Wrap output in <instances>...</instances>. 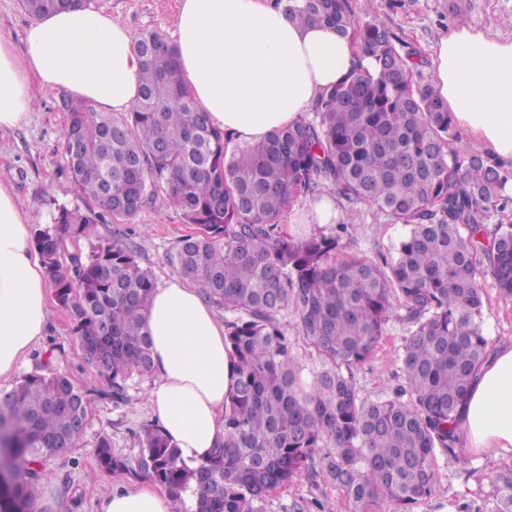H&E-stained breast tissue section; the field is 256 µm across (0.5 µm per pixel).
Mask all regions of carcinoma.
Returning a JSON list of instances; mask_svg holds the SVG:
<instances>
[{
  "instance_id": "carcinoma-1",
  "label": "carcinoma",
  "mask_w": 512,
  "mask_h": 512,
  "mask_svg": "<svg viewBox=\"0 0 512 512\" xmlns=\"http://www.w3.org/2000/svg\"><path fill=\"white\" fill-rule=\"evenodd\" d=\"M299 24L323 23L355 37L359 65L324 90L314 117L273 130L257 143L228 147L224 132L181 89L173 44L135 35L140 91L131 111L67 106L61 134L66 170L86 210L56 208L34 244L72 334L110 383L108 396L131 402L127 381L152 376L144 311L156 288L136 250L94 227L131 218L159 202L201 232L183 238L170 265L224 309V348L234 383L224 400V441L190 467L158 425L139 432L140 452L116 455L100 437L107 474L165 488L173 512H259L255 503L307 476L340 485L357 512L383 501L411 512L431 496L436 453L454 455L460 408L489 355L480 279L491 274L512 296V224L488 230L491 210L508 201L512 171L482 150L450 147L453 122L430 84L414 83V49L372 19L358 22L350 0H276ZM88 0H21L33 18ZM325 194L355 210L336 233L295 239L280 217L300 197ZM408 228L385 266L340 257L356 208ZM70 267L61 256L68 245ZM293 321L284 325L283 313ZM410 325L400 355L404 385L364 400L354 371L390 320ZM315 349L320 368L303 375L292 341ZM87 392L61 372L34 371L0 391V512H40L37 488L85 432ZM496 512H512V470L495 483Z\"/></svg>"
}]
</instances>
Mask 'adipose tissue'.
<instances>
[{
	"label": "adipose tissue",
	"mask_w": 512,
	"mask_h": 512,
	"mask_svg": "<svg viewBox=\"0 0 512 512\" xmlns=\"http://www.w3.org/2000/svg\"><path fill=\"white\" fill-rule=\"evenodd\" d=\"M174 44L186 93L239 144L262 141L304 117L359 59L353 37L298 24L274 0H180ZM140 70L133 33L108 11L77 8L33 19L21 46L0 36V133L27 119L40 88L130 111ZM434 73L470 143L512 162V40L455 26L438 43ZM48 317L47 282L29 245L27 215L0 186V382L21 368ZM146 323L153 357L148 406L181 459L197 465L224 439V398L233 383L224 327L185 277L155 289ZM460 428L475 452L512 447V343L480 367ZM171 507L168 494L143 483L113 489L100 512Z\"/></svg>",
	"instance_id": "adipose-tissue-1"
}]
</instances>
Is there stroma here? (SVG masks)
I'll return each mask as SVG.
<instances>
[{
	"instance_id": "1",
	"label": "stroma",
	"mask_w": 512,
	"mask_h": 512,
	"mask_svg": "<svg viewBox=\"0 0 512 512\" xmlns=\"http://www.w3.org/2000/svg\"><path fill=\"white\" fill-rule=\"evenodd\" d=\"M93 7L107 10L133 33L157 31L171 35L174 30L178 0H93ZM359 20L375 18L398 38L414 48L419 64L415 78L422 83L433 80L432 60L440 38L451 31L455 22L449 0H351ZM469 23L486 35L512 40V0H472ZM70 97L58 91H43L37 97L28 119L12 131L0 134V185L8 187L29 216L30 228L46 226L57 206L75 208L82 201L66 176V162L60 145L67 121L64 109ZM120 229L132 242L142 266L148 268L156 284L176 277L168 256L181 239L194 234L196 226L185 223L181 213L161 204L144 206L133 219L117 224L97 225L103 236ZM406 229L373 210H364L358 223L342 240V258H361L382 262L391 258ZM484 292L483 331L490 346L512 341V297L500 293L492 276L482 279ZM68 311L51 304L48 330L41 343L30 353L25 372L39 370L43 363L68 373L77 386L88 391L86 428L67 459L54 460L50 469L67 476L66 485H42L39 502L57 500L59 512H99L104 497L125 483L121 474L108 475L98 468L96 447L100 436H107L114 453L138 454L137 437L141 428L155 419L147 405L146 394L151 378L134 377L128 393L132 404H117L102 398L100 389L107 382L91 364L74 339ZM409 336V328L390 321L372 356L355 373L360 398L374 400L392 393L400 382L399 356ZM463 462L437 454V484L429 498L414 505L412 512H456L458 503L488 499L497 475L512 468V449L495 455L479 454L459 444ZM329 501L335 512H355L344 491L333 484L294 479L287 487L270 493L259 503V512H293L295 504L314 500Z\"/></svg>"
}]
</instances>
